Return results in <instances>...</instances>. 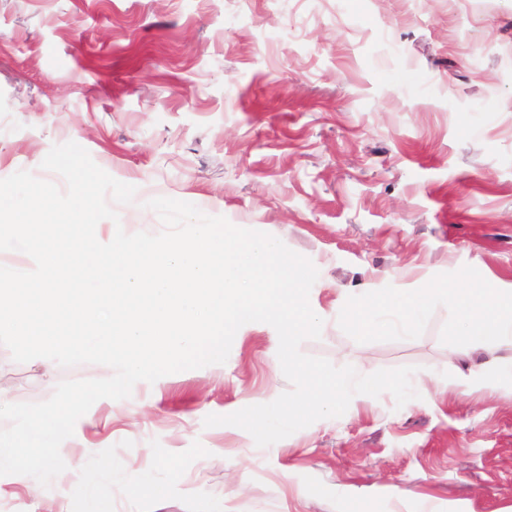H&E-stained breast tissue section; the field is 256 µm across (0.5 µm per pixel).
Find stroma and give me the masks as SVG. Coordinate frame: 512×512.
<instances>
[{"instance_id":"1","label":"stroma","mask_w":512,"mask_h":512,"mask_svg":"<svg viewBox=\"0 0 512 512\" xmlns=\"http://www.w3.org/2000/svg\"><path fill=\"white\" fill-rule=\"evenodd\" d=\"M75 142L136 187L126 233L160 232L169 197L280 239L319 276L304 354L358 374H430L260 448L207 415L290 390L257 322L226 363L101 399L65 442L81 468L39 496L0 476V512H512V387H463L481 352L416 339L360 344L343 298L474 267L512 289V0H0V179ZM95 364L44 377L0 345V400H47ZM153 470L159 499L126 480Z\"/></svg>"}]
</instances>
